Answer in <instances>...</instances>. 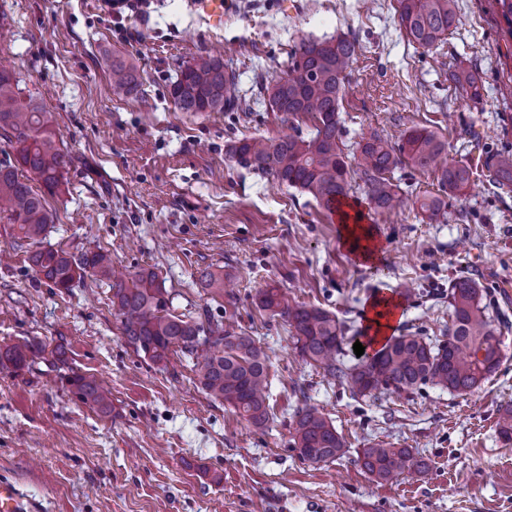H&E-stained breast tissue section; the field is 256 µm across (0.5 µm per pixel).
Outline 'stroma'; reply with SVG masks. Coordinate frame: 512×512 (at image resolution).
<instances>
[{
  "label": "stroma",
  "instance_id": "1",
  "mask_svg": "<svg viewBox=\"0 0 512 512\" xmlns=\"http://www.w3.org/2000/svg\"><path fill=\"white\" fill-rule=\"evenodd\" d=\"M395 0H228L216 25L197 0H0L11 18L0 33V64L53 112L72 163L41 244L78 254L111 252L123 271L154 269L170 309L201 321L230 320L271 360L269 421L253 426L200 388L193 363L170 354L156 364L122 335L111 282L86 277L51 288L14 249L16 229L0 220V348L23 337L63 347L75 372L103 378L112 412L78 402L44 360L0 369V482L17 486L34 512H512V442L499 411L512 405V331L502 362L468 393L432 385L412 395L355 398L298 355L284 320L259 309L257 291L281 288L293 301L337 315L344 352L356 362L370 298L398 301L394 335L446 338L448 286L468 273L493 318L512 322V192L497 193L483 159L512 145V35L495 0H457L456 22L429 52L400 33ZM358 39L340 114L355 148L379 131L399 141L425 128L448 157L473 172L465 196H448L446 221H418L413 202L439 192L434 172L399 168L403 212L370 210L361 180L351 203L378 247L358 260L340 224L311 195L229 161L231 140L279 137L298 125L260 106L193 115L168 98L176 63L219 46L250 96L257 74L283 73L300 37ZM132 57L145 93L114 98L105 59ZM452 65L477 66L480 103H464L448 82ZM225 288H204L203 270ZM317 406L349 451L328 463L292 447L295 414ZM378 441L423 455L428 472L379 481L358 452Z\"/></svg>",
  "mask_w": 512,
  "mask_h": 512
}]
</instances>
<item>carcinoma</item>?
Instances as JSON below:
<instances>
[{"label": "carcinoma", "instance_id": "carcinoma-1", "mask_svg": "<svg viewBox=\"0 0 512 512\" xmlns=\"http://www.w3.org/2000/svg\"><path fill=\"white\" fill-rule=\"evenodd\" d=\"M399 29L408 41L429 51L442 41L456 20L455 0H396ZM357 41L338 36L323 41L306 38L287 52L284 75L261 79L254 103H268L285 120L301 115L314 120L305 137L299 131L277 138H242L231 141L227 155L257 175H271L280 184L311 195L323 209L340 207L353 190L352 174L363 182L366 198L377 214L390 215L401 208L400 185L392 173L399 167L437 171L442 192L459 193L470 183L471 169L462 162L441 160L446 143L435 132L412 129L391 142L374 131L349 151L343 140L339 116L348 69ZM112 96L133 99L144 93L135 62L114 54L107 59ZM448 82L461 99L477 103L483 89L475 66H451ZM171 102L181 112H251L242 99L237 78L224 66L217 51L200 54L177 65L169 90ZM0 137L8 149L0 152V214L17 226V247L36 241L53 223L46 196L64 184L71 159L59 146L52 113L23 93L18 80L0 69ZM488 182L503 192L512 191V148L488 157ZM38 185H32V182ZM440 196L419 204L422 217L433 221L447 214ZM35 273L58 290H69L86 276L109 277L114 260L103 249L73 255L53 247L27 252ZM483 294L470 276L459 275L448 288L450 324L442 341L425 336L391 338L374 356L349 366L344 360L343 328L330 312L292 305L277 288L258 293V306L280 317L294 332L299 355L323 369L325 376L347 387L352 395L410 394L432 383L450 392L476 389L498 368L502 328L494 326L482 305ZM112 308L122 334L136 353L154 363L168 360L172 349L194 360L201 390L225 404L247 422L260 427L269 420L267 403L270 361L255 340L221 323L188 320L174 315L159 275L152 269L138 271L129 281H112ZM47 345L25 338L0 351V366L19 369L45 353ZM72 393L89 408L107 415L112 411V390L94 375L68 377ZM498 430L512 441V406L503 408ZM292 448H304L299 458L311 454L321 463L343 456L346 444L333 424L315 406L304 405L295 414ZM361 467L378 480L404 472L425 473L429 464L408 448L380 442L361 449Z\"/></svg>", "mask_w": 512, "mask_h": 512}]
</instances>
